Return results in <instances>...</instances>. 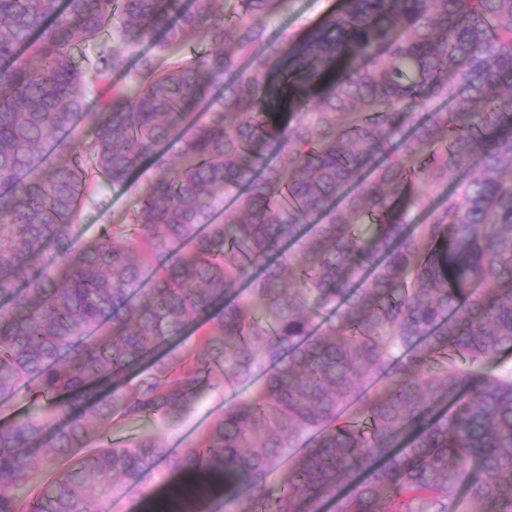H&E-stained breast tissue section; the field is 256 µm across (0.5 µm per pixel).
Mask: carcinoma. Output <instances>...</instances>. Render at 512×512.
Segmentation results:
<instances>
[{
  "label": "carcinoma",
  "mask_w": 512,
  "mask_h": 512,
  "mask_svg": "<svg viewBox=\"0 0 512 512\" xmlns=\"http://www.w3.org/2000/svg\"><path fill=\"white\" fill-rule=\"evenodd\" d=\"M287 3L0 0V512H94L170 449L91 437L221 379L174 466L226 512H512V0ZM340 0H288V6L278 12L270 22L268 35L271 39L288 36L299 39L337 9ZM105 197L106 206L86 204L80 211V224L88 240L96 239L108 224H123L133 210L134 197L125 188L107 189Z\"/></svg>",
  "instance_id": "1"
}]
</instances>
